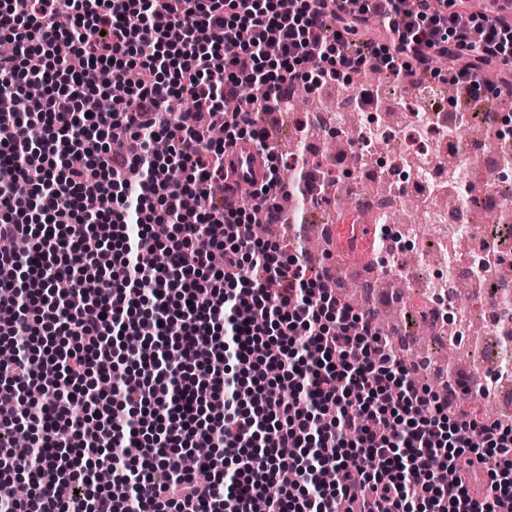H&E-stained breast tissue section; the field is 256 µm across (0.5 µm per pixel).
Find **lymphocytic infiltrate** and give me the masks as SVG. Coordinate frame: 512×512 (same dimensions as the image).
I'll use <instances>...</instances> for the list:
<instances>
[{"mask_svg":"<svg viewBox=\"0 0 512 512\" xmlns=\"http://www.w3.org/2000/svg\"><path fill=\"white\" fill-rule=\"evenodd\" d=\"M431 2L0 0V512L19 473L36 512H512V427L462 378L418 385L372 314L255 236L278 168L251 206L224 193L226 149L266 145L259 113L301 87L382 72L511 113L512 25ZM202 444L204 480L181 467Z\"/></svg>","mask_w":512,"mask_h":512,"instance_id":"obj_1","label":"lymphocytic infiltrate"}]
</instances>
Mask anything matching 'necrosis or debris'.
I'll use <instances>...</instances> for the list:
<instances>
[{
	"label": "necrosis or debris",
	"mask_w": 512,
	"mask_h": 512,
	"mask_svg": "<svg viewBox=\"0 0 512 512\" xmlns=\"http://www.w3.org/2000/svg\"><path fill=\"white\" fill-rule=\"evenodd\" d=\"M375 88L351 89L329 112H292L289 128L304 127L305 156L319 159L322 178L348 174L359 191L352 213L385 224L398 239L397 252L380 253L366 267L367 278L394 273L407 286L402 305L407 330L428 323L439 331L456 327L454 342L465 345L472 324L483 325L498 339L512 338L498 306L512 300V277H501L507 264L506 245L512 244V224L496 216L512 202V170L505 168L501 146L511 138L498 112H455L447 100L434 97L429 107L392 98L372 106ZM479 156L493 184L476 199L465 189L474 171L470 156ZM382 182L388 190L366 193V185ZM415 201L420 218L410 231L385 223L401 203ZM434 237L441 254L434 289L419 287L413 272L396 264L397 254H420L427 237ZM482 284L480 298L461 304L444 287L445 281Z\"/></svg>",
	"instance_id": "1"
}]
</instances>
